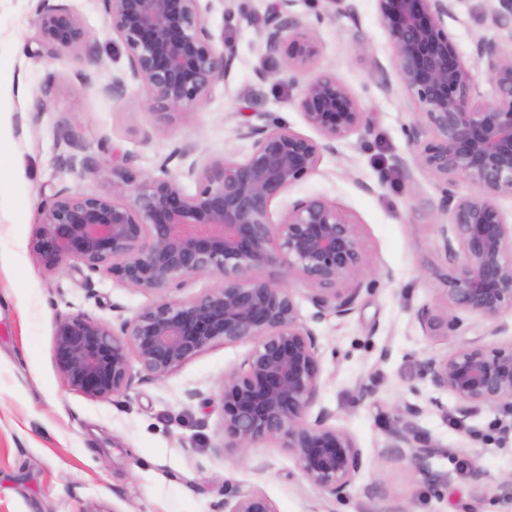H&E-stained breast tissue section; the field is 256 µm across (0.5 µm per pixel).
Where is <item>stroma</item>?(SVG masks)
<instances>
[{
	"label": "stroma",
	"mask_w": 512,
	"mask_h": 512,
	"mask_svg": "<svg viewBox=\"0 0 512 512\" xmlns=\"http://www.w3.org/2000/svg\"><path fill=\"white\" fill-rule=\"evenodd\" d=\"M275 2L208 0L207 26L233 44V70L201 106L166 123L136 104V83L121 98L103 93L113 76L127 74L128 61L99 0H70L91 39L60 60L46 55L34 0H0V512H224L225 494L236 490L264 494L276 512H512L501 490L512 475V436L499 433L512 410L482 406L461 415L422 367L428 355L466 340L512 344V312L493 324L450 306L442 293L444 220L431 207L442 184L427 170L394 164L412 157L406 130L416 105L402 89L383 92L371 70L374 58L395 70L375 0H354L352 17L327 0H298L322 48L317 70L346 86L371 130L339 141L315 174L272 205L278 215L312 195L336 203L359 224L369 261L391 272L366 277L347 316L312 323L322 356L316 404L335 411L362 451L345 497L308 483L282 439L260 440L244 455L222 449L221 382L252 342L216 344L162 380L135 373L126 393L106 400L72 390L57 371L58 316L116 324L151 296L104 275L86 280L72 267L46 272L30 249L44 198L64 187L109 191L116 166L147 175L163 163L180 173L192 162L244 159L252 143L238 131L247 122L317 138L289 76L263 83L254 72ZM447 24L483 97L493 99L474 55L476 42L503 38L488 0H454ZM358 36L367 57L354 51ZM425 306L455 329L426 335L416 320ZM409 405L422 408L418 425L440 446L422 472L386 452ZM445 473L449 482H435Z\"/></svg>",
	"instance_id": "35a3bbf8"
}]
</instances>
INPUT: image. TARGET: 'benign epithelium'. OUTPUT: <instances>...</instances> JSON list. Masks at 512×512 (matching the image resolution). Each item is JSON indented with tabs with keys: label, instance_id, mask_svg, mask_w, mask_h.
I'll list each match as a JSON object with an SVG mask.
<instances>
[{
	"label": "benign epithelium",
	"instance_id": "benign-epithelium-1",
	"mask_svg": "<svg viewBox=\"0 0 512 512\" xmlns=\"http://www.w3.org/2000/svg\"><path fill=\"white\" fill-rule=\"evenodd\" d=\"M104 21L125 48L128 72L144 91L141 105L169 119L205 102L226 82L235 63L230 44H216L202 0H100ZM297 0H277L265 19L261 80L287 73L306 76L298 107L322 137L316 141L286 126L246 123L252 140L242 160L223 158L201 170L190 193L167 163L138 177L112 170V190L62 188L41 203L32 253L49 273L71 265L91 278L107 275L154 295L118 326L87 314L61 316L53 357L63 382L91 399L125 393L133 365L164 379L216 343L251 341L241 366L224 375L222 448L239 453L280 437L304 479L339 499L362 466L351 434L332 424L322 407L307 415L321 384L316 335L300 318L290 278L311 287L308 299L321 320L342 317L357 302L370 267L350 216L322 196L299 199L273 219L272 204L316 172L322 155L356 132L370 131L367 113L335 75L313 71L321 48ZM394 52L400 86L417 105L407 128L416 165L443 183L435 205L448 217L443 231L444 292L453 305L496 322L512 310V240L496 204L512 197V51L481 40L475 53L494 89L483 99L470 68L448 35L452 0H375ZM494 23L512 37V0H491ZM37 23L49 57L87 46L90 31L61 0H37ZM464 181L477 189L455 192ZM213 279L190 299L171 293L192 278ZM417 320L430 336L448 335V318L429 307ZM432 385L456 398L463 413L481 405L512 408V345L489 350L477 340L430 356ZM389 434L387 452L417 471L435 453L420 429V407ZM224 512H276L258 492L234 491Z\"/></svg>",
	"mask_w": 512,
	"mask_h": 512
}]
</instances>
